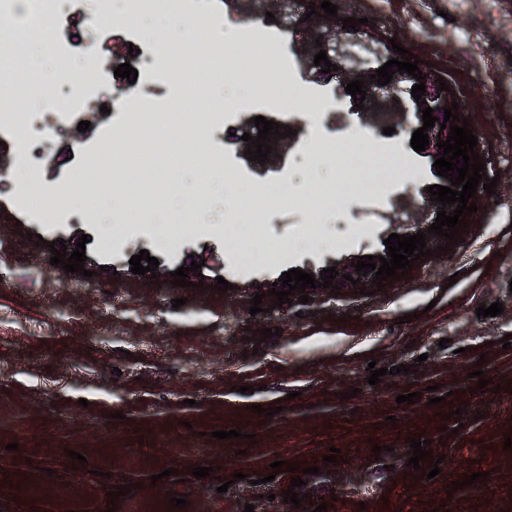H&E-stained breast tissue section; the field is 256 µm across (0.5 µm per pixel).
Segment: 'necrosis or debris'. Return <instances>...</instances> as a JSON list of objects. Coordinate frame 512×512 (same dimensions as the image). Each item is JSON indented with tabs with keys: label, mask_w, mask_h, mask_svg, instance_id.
Here are the masks:
<instances>
[{
	"label": "necrosis or debris",
	"mask_w": 512,
	"mask_h": 512,
	"mask_svg": "<svg viewBox=\"0 0 512 512\" xmlns=\"http://www.w3.org/2000/svg\"><path fill=\"white\" fill-rule=\"evenodd\" d=\"M0 0V134L13 146L11 172L12 197L25 210H33L31 182L19 180L18 172L37 173L47 142L37 133L40 115L51 114L55 129L64 121L77 120L82 101L65 94L66 77L94 68L88 78L89 93L103 94L112 86V69L96 52L95 43L108 39L114 21L124 20L133 34L141 35L143 24H152V36L143 37L140 55L143 73L150 79L174 84L184 94L193 96L192 112H161L155 100L127 92L122 108L130 115L125 140L113 144L111 151H99L92 164L74 167L66 176L68 183H107V171L113 161L128 165L132 148L138 147L143 131L162 129L176 135L186 127L194 128L198 137L225 131V145L236 144L238 112L250 107L251 95L246 84L237 78L233 64L224 61L221 29L213 19L205 18L198 0ZM81 17L89 28V37L72 34V16ZM177 18L184 27L180 39H172L165 22ZM54 78L61 94L57 102H48L42 91L43 76ZM325 98L310 97L304 103L276 106L275 117L298 122L304 138L288 150V169L296 174L300 187L289 190L287 182L269 184L243 179L234 169L206 161L198 170L201 182L210 185L205 194H187L179 185L166 181L148 184L146 194L155 198V221L174 226H198L220 213L226 238L235 240L240 258L254 264L268 260L273 247L265 240L261 224L272 207L306 210L307 221L319 227L327 223L340 197L361 195L369 189L399 183L405 168L404 159H375L362 178L340 175L323 178L311 163L312 156L329 159L335 145L344 140L346 127L321 126L319 116ZM140 216L135 200H109L76 210L58 206L53 221L57 224L80 222L106 225L110 238L130 237Z\"/></svg>",
	"instance_id": "1"
}]
</instances>
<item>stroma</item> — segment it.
Returning a JSON list of instances; mask_svg holds the SVG:
<instances>
[{
	"label": "stroma",
	"mask_w": 512,
	"mask_h": 512,
	"mask_svg": "<svg viewBox=\"0 0 512 512\" xmlns=\"http://www.w3.org/2000/svg\"><path fill=\"white\" fill-rule=\"evenodd\" d=\"M341 17L368 19L445 73L479 143L495 194L477 191L464 240L424 257L407 278L373 295L353 288L309 291L308 303L274 307L268 292L283 272L324 269L380 248L392 233L393 201L340 198L323 244L275 264H246L223 234L187 235L170 248L145 224L133 243L104 245L93 224H47L0 192V512H512V0H335ZM108 114L83 135L52 134L35 179L36 212L93 197L64 176L93 155L104 133L123 134L119 100L98 96ZM178 144L152 151L149 166L123 170L119 196L168 179L203 192L192 165L176 168ZM38 234L42 244L29 241ZM87 237L86 274L50 263V241L75 249ZM148 250L155 279L129 261ZM201 261L189 287L172 286L179 267ZM232 288L216 291L218 279ZM260 313H250L256 290ZM183 306H176V299ZM502 303L495 317L479 304ZM277 336L261 339L265 328ZM416 365V373L369 384L367 366ZM501 381L479 387L474 369ZM437 386L438 404L397 403ZM87 406H80V399ZM286 407L266 411L276 400ZM264 414L251 412V405ZM237 431L218 440L214 431ZM442 456L426 480L408 464L409 438ZM381 453H374V446ZM338 448L343 460L325 464ZM84 456L76 464L71 452ZM306 475L300 505L282 500L291 471ZM213 468L196 478L193 468ZM177 476H168V469ZM481 483L453 488L464 475ZM227 492H219L220 484ZM130 485L128 495L107 494ZM187 497L186 508L172 498Z\"/></svg>",
	"instance_id": "35a3bbf8"
}]
</instances>
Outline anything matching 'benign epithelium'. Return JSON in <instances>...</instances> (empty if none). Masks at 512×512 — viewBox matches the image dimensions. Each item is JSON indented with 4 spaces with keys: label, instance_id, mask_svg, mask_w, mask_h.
Returning a JSON list of instances; mask_svg holds the SVG:
<instances>
[{
    "label": "benign epithelium",
    "instance_id": "obj_1",
    "mask_svg": "<svg viewBox=\"0 0 512 512\" xmlns=\"http://www.w3.org/2000/svg\"><path fill=\"white\" fill-rule=\"evenodd\" d=\"M240 9L246 14L258 12L264 14L271 12L282 27L289 32H296L295 17L303 14L301 10H294L288 5V0H239ZM315 31L319 33L322 49L326 54L333 56L337 60L338 70L332 73V77L345 87L347 83L356 79H364L366 91L365 100L362 102L363 108L358 111V116L366 125L372 128H385L390 126L398 131L412 136L413 132L423 126L422 110L432 108L436 112L443 111V108L452 106L455 97L445 95L443 97L428 99L426 104L419 106L415 99L407 95L411 90V84L414 78L406 73H400L398 70H392L393 79L385 86L377 83L369 84V76L376 74V68L361 63L358 55L353 51L354 41L347 36L346 30L336 24V20L331 18H319ZM316 49L314 43L307 35L298 34V41L295 45V56L305 75H310L312 63ZM429 146L422 152V157L426 160L428 166H433L435 159L443 156V150L438 148V141L447 140L448 131H440L439 125L428 129ZM295 137H276V141L270 142L272 146L271 154L268 155L264 166L274 165L279 161V156L291 146ZM422 200L419 203L396 204L398 219L394 222V229L399 235L407 233V227L414 226L422 231H427L428 227L435 222L437 212L445 210L451 212L456 206L442 208L438 202L430 200V194L427 189L421 191ZM359 261L356 256L349 257L336 265V276L332 283L335 285H348L350 281L342 278V275L348 273L353 279L363 282L374 280L375 272L370 271L368 275L362 276L356 273L351 263Z\"/></svg>",
    "mask_w": 512,
    "mask_h": 512
}]
</instances>
